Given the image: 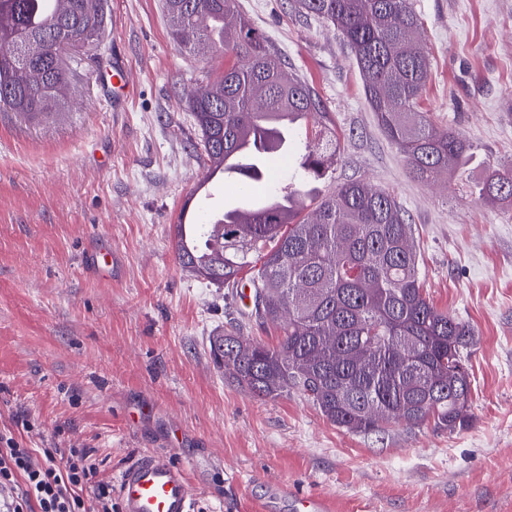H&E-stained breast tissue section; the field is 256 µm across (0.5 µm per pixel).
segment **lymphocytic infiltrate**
Listing matches in <instances>:
<instances>
[{
	"label": "lymphocytic infiltrate",
	"instance_id": "lymphocytic-infiltrate-1",
	"mask_svg": "<svg viewBox=\"0 0 512 512\" xmlns=\"http://www.w3.org/2000/svg\"><path fill=\"white\" fill-rule=\"evenodd\" d=\"M90 458L85 448H23L1 433L0 512H113L112 485L98 479Z\"/></svg>",
	"mask_w": 512,
	"mask_h": 512
}]
</instances>
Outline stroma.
Segmentation results:
<instances>
[{
	"instance_id": "stroma-1",
	"label": "stroma",
	"mask_w": 512,
	"mask_h": 512,
	"mask_svg": "<svg viewBox=\"0 0 512 512\" xmlns=\"http://www.w3.org/2000/svg\"><path fill=\"white\" fill-rule=\"evenodd\" d=\"M411 2L431 58L421 108L471 146L444 188L409 175L333 28L294 0H238L324 103L306 136L330 130L341 156L322 191L364 179L392 192L431 301L473 328L469 427L353 434L299 395L260 400L225 379L209 353L216 330L234 321L249 338L277 337L176 259L180 212L208 175L183 100L225 58L176 46L162 0H109L98 58L67 60L76 100L50 119L0 112V432L24 448L91 449L106 481L174 433L172 458L196 464L195 512L262 501L291 512L273 496L282 485L330 497L335 512H512V203L470 192L512 167V0ZM115 55L119 82L106 72ZM98 237L119 257L108 281L85 263ZM146 403L153 415L127 429ZM20 416L30 428H17Z\"/></svg>"
}]
</instances>
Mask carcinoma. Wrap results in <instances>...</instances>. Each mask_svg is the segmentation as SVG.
<instances>
[{
	"instance_id": "obj_1",
	"label": "carcinoma",
	"mask_w": 512,
	"mask_h": 512,
	"mask_svg": "<svg viewBox=\"0 0 512 512\" xmlns=\"http://www.w3.org/2000/svg\"><path fill=\"white\" fill-rule=\"evenodd\" d=\"M0 0V112H54L72 96L67 51L98 44L108 0ZM304 16L332 24L350 47L366 100L409 174L439 185L467 163L470 144L420 111L431 60L410 0H296ZM178 47L231 55L214 81L190 90L185 105L213 171L250 142L242 176L260 181L289 157L277 117L323 109L309 82L278 55L237 0H165ZM336 138L306 143L299 186L284 209L211 225L203 243H186L177 225L182 269L219 286L252 288L250 316L278 330L276 343L241 336L230 325L209 337L214 364L244 392L275 400L298 393L338 428L381 432L429 421L450 432L469 422L468 370L455 371L473 343L470 326L427 299L412 224L387 190L349 180L316 196L311 183L335 165ZM484 203L512 202V171L473 186Z\"/></svg>"
}]
</instances>
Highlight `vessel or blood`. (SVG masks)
Here are the masks:
<instances>
[{"label": "vessel or blood", "mask_w": 512, "mask_h": 512, "mask_svg": "<svg viewBox=\"0 0 512 512\" xmlns=\"http://www.w3.org/2000/svg\"><path fill=\"white\" fill-rule=\"evenodd\" d=\"M219 181H212L196 201L197 207L208 209L213 219L234 211L261 210L287 202V191L272 196L222 203ZM112 248L106 240H98L86 255L92 271L109 275L112 272ZM116 491L122 512H194L195 487L191 471L185 464L172 460L169 452L153 451L123 467L116 478ZM296 512H334L330 498L321 495L295 497Z\"/></svg>", "instance_id": "obj_1"}]
</instances>
